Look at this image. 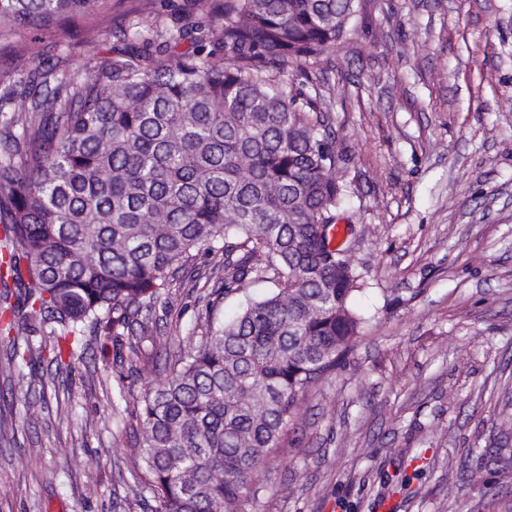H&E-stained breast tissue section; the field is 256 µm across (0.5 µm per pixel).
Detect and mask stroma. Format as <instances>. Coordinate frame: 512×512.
<instances>
[{
    "label": "stroma",
    "mask_w": 512,
    "mask_h": 512,
    "mask_svg": "<svg viewBox=\"0 0 512 512\" xmlns=\"http://www.w3.org/2000/svg\"><path fill=\"white\" fill-rule=\"evenodd\" d=\"M202 18L196 0H102L60 27L0 32V80L23 63L83 65L86 27L106 54L129 21ZM288 74L306 91L318 76L333 104L355 305L373 321L299 400L243 512H381L390 497L395 512H512V0H363L328 55ZM167 297L139 351L97 346L63 373L42 361L43 394L0 376V512H149L112 393L136 407L203 327L205 288L177 282ZM421 451L404 480L397 457Z\"/></svg>",
    "instance_id": "stroma-1"
}]
</instances>
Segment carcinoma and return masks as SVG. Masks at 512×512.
I'll list each match as a JSON object with an SVG mask.
<instances>
[{
	"label": "carcinoma",
	"instance_id": "carcinoma-1",
	"mask_svg": "<svg viewBox=\"0 0 512 512\" xmlns=\"http://www.w3.org/2000/svg\"><path fill=\"white\" fill-rule=\"evenodd\" d=\"M360 2L198 0L216 25L144 38L133 23L110 56L71 72L34 64L0 89V332L27 331L8 372L43 389L45 353L67 371L87 336L153 339L161 289L197 255L217 258L198 344L133 415L152 512H242L299 397L367 324L362 277L332 236L349 159L330 105L288 81V64L349 33ZM96 3L0 0V29ZM215 33L227 63L203 54ZM260 283L270 293L250 298ZM230 295L245 304L214 320Z\"/></svg>",
	"mask_w": 512,
	"mask_h": 512
}]
</instances>
